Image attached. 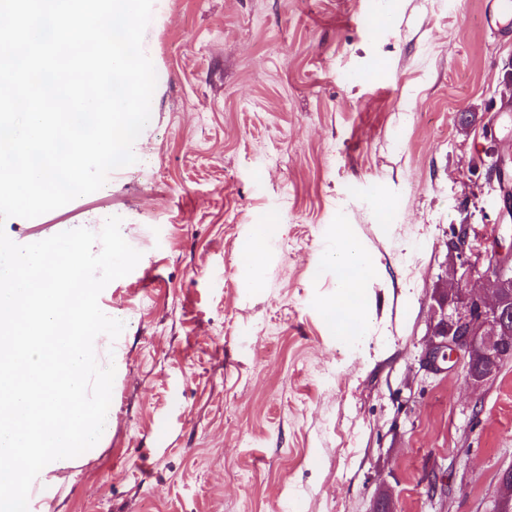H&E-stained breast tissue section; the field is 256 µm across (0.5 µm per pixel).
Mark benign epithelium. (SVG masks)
I'll return each mask as SVG.
<instances>
[{"mask_svg": "<svg viewBox=\"0 0 512 512\" xmlns=\"http://www.w3.org/2000/svg\"><path fill=\"white\" fill-rule=\"evenodd\" d=\"M471 225L462 224L448 241L453 287L436 284L424 363L464 361L471 386L494 378L512 355V249L491 254L487 266L470 258Z\"/></svg>", "mask_w": 512, "mask_h": 512, "instance_id": "7a95c632", "label": "benign epithelium"}]
</instances>
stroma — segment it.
<instances>
[{"mask_svg":"<svg viewBox=\"0 0 512 512\" xmlns=\"http://www.w3.org/2000/svg\"><path fill=\"white\" fill-rule=\"evenodd\" d=\"M498 0H154L141 166L17 244L119 216L142 257L98 303L125 324L99 447L33 512H497L512 360L481 388L422 365L448 241L512 246L487 153L512 155V36ZM282 232L258 284L241 242ZM346 225L374 270L363 343L336 340Z\"/></svg>","mask_w":512,"mask_h":512,"instance_id":"obj_1","label":"stroma"}]
</instances>
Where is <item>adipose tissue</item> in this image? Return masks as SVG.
<instances>
[{
	"label": "adipose tissue",
	"instance_id": "ef3b65f1",
	"mask_svg": "<svg viewBox=\"0 0 512 512\" xmlns=\"http://www.w3.org/2000/svg\"><path fill=\"white\" fill-rule=\"evenodd\" d=\"M279 233V225L262 224L243 244L239 277L245 285L251 286L257 282L261 262L270 243ZM323 258L336 272V300L327 309L328 318L336 328L337 337L347 345H357L366 326L365 309L359 290L372 274V264L362 247L341 224L336 227L334 239L325 247Z\"/></svg>",
	"mask_w": 512,
	"mask_h": 512
}]
</instances>
